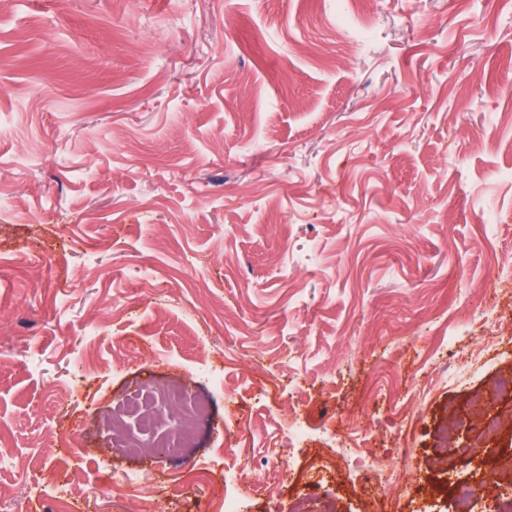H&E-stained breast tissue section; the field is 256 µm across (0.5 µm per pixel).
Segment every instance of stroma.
<instances>
[{"mask_svg": "<svg viewBox=\"0 0 512 512\" xmlns=\"http://www.w3.org/2000/svg\"><path fill=\"white\" fill-rule=\"evenodd\" d=\"M511 60L512 0H0V512H51L47 470L72 512L129 473L214 512L240 423L242 512H452L328 444L427 473L449 410L512 416ZM170 379L195 446L112 452L113 404ZM368 453L369 452L366 454L359 453L354 455L351 451L345 450L341 457H353V460H356V464L353 466L354 472L360 473V479L365 484H370L373 481L377 482V484L384 483L385 487H387L392 494H396L399 497L401 493L404 494L406 489L409 487V482L411 480V474L405 466V458L408 454V448H403L402 450L404 457V464H402V466H396L381 473H378L375 466L369 462V459H366ZM380 479H382V481H379Z\"/></svg>", "mask_w": 512, "mask_h": 512, "instance_id": "stroma-1", "label": "stroma"}]
</instances>
